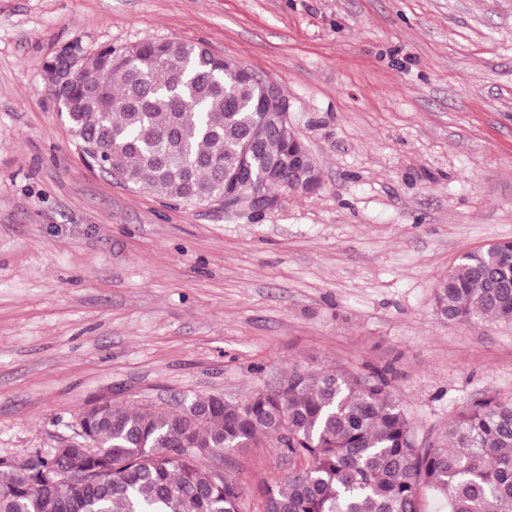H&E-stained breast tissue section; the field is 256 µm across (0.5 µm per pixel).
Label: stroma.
Segmentation results:
<instances>
[{"label":"stroma","instance_id":"stroma-1","mask_svg":"<svg viewBox=\"0 0 512 512\" xmlns=\"http://www.w3.org/2000/svg\"><path fill=\"white\" fill-rule=\"evenodd\" d=\"M206 45L278 88L320 176L256 211L175 204L88 165L45 64L144 38ZM512 240V0H0V458L63 444L108 398L243 400L289 366L384 369L418 445L512 398V326L434 289ZM292 463L224 470L263 512Z\"/></svg>","mask_w":512,"mask_h":512}]
</instances>
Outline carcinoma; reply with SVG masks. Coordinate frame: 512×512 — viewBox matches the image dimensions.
<instances>
[{
    "label": "carcinoma",
    "mask_w": 512,
    "mask_h": 512,
    "mask_svg": "<svg viewBox=\"0 0 512 512\" xmlns=\"http://www.w3.org/2000/svg\"><path fill=\"white\" fill-rule=\"evenodd\" d=\"M263 87L224 72L191 42L111 48L62 112L79 149L133 189L217 203L249 168L263 192L313 191L317 168L285 125L267 123ZM450 322L512 324V241L463 254L434 292ZM62 448L0 459V512H239L242 489L214 457L274 439L295 470L264 486L265 512H512V401L481 398L417 446L380 371L294 364L242 403L196 395L172 411L105 401L79 413Z\"/></svg>",
    "instance_id": "1"
}]
</instances>
